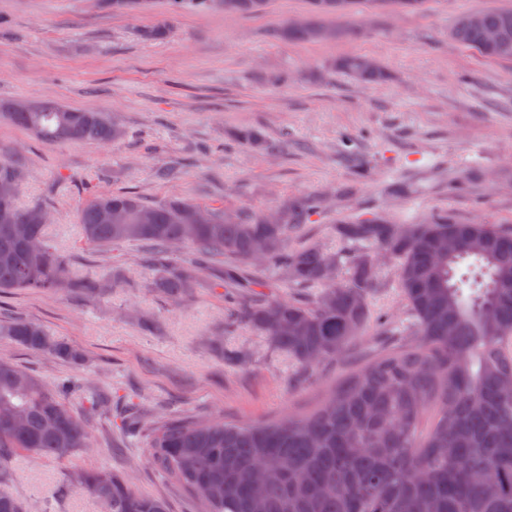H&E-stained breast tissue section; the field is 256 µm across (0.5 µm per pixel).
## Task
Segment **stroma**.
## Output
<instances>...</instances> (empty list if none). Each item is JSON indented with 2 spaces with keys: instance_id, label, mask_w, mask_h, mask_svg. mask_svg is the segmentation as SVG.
<instances>
[{
  "instance_id": "35a3bbf8",
  "label": "stroma",
  "mask_w": 512,
  "mask_h": 512,
  "mask_svg": "<svg viewBox=\"0 0 512 512\" xmlns=\"http://www.w3.org/2000/svg\"><path fill=\"white\" fill-rule=\"evenodd\" d=\"M497 7L512 0H426L422 11L402 15L365 10L352 19L359 35L285 42L275 32L308 18L306 0H268L246 15H174L167 0L134 14L101 0H0V100L53 99L105 113L124 131L105 146L48 145L0 119V157L24 166L19 201L49 207V239L70 258L71 275L122 278L95 298L65 288L0 296V322L34 321L83 360L55 359L1 335L0 359L46 383L70 375L108 395L95 409L80 395L66 400L90 425L89 448L66 464L15 454L0 491L27 512L47 503L52 512H100L84 490L57 496L69 466H85L126 475L169 512H194L144 444L114 423L113 406L249 424L301 414L378 350L383 327L406 319L396 263L380 257L369 323L349 357L303 370L250 327L226 325L223 289L205 286L173 302L153 292L155 272L141 246L85 244L78 218L91 193L131 190L150 203L177 197L257 214L317 194L322 213L288 245L312 242L327 252L343 248L337 224L372 214L410 224L440 211L512 229V62L482 58L449 36L458 17ZM167 19L170 38L142 39V29ZM349 55L383 66L386 81L368 84L338 70ZM249 128L277 150L241 146L236 135ZM165 167L178 177L158 178ZM397 182L410 193L395 194Z\"/></svg>"
}]
</instances>
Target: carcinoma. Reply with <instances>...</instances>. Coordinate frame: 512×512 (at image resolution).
Instances as JSON below:
<instances>
[{"mask_svg":"<svg viewBox=\"0 0 512 512\" xmlns=\"http://www.w3.org/2000/svg\"><path fill=\"white\" fill-rule=\"evenodd\" d=\"M425 0H308L309 18L289 23L287 41L322 38L323 20L350 18L366 4L381 12L416 11ZM267 0H170L183 10L226 14L258 12ZM159 22L143 31L150 41L170 36ZM458 45L491 60L512 61V9L459 17L449 32ZM338 66L371 83L383 68L350 56ZM38 112H20L0 101V117L50 144L119 138L121 129L100 112L72 110L46 99ZM242 144L272 151L259 132L240 133ZM0 161V293L20 288L68 287L85 297L108 284L70 276L68 262L51 244L43 207L17 204L20 189ZM323 207L300 195L259 215L226 213L187 199L148 204L134 192L92 195L81 213L82 238L101 250L140 241L153 267L152 288L179 300L203 275L214 285L230 279L239 288L228 299V320L259 332L303 369L341 359L369 319L368 294L377 267L374 252L397 261L400 293L410 321L399 339L351 371L306 414L255 425L188 413L157 414L127 406L116 422L136 432L153 465L196 504L197 512H512V229L461 224L437 213L409 225L379 217L336 225L348 247L327 253L305 243L288 249ZM124 214L111 222L106 211ZM189 255L173 265L174 247ZM250 261L277 281L318 288L311 299L271 296L252 289L239 273ZM346 268L336 280L329 264ZM0 334L32 351L73 363L77 349L56 341L37 323L0 324ZM79 392L93 405L100 392L81 381L47 385L0 360V481L10 475L16 451L65 461L88 447V422L64 396ZM263 473L260 492L253 489ZM90 491L105 512H168L166 502L134 490L121 473L73 468L60 489Z\"/></svg>","mask_w":512,"mask_h":512,"instance_id":"1","label":"carcinoma"}]
</instances>
